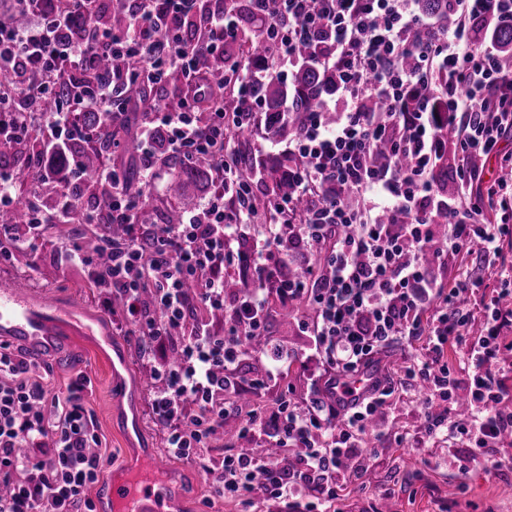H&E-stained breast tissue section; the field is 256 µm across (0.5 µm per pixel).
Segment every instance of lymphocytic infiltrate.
Listing matches in <instances>:
<instances>
[{
    "label": "lymphocytic infiltrate",
    "mask_w": 512,
    "mask_h": 512,
    "mask_svg": "<svg viewBox=\"0 0 512 512\" xmlns=\"http://www.w3.org/2000/svg\"><path fill=\"white\" fill-rule=\"evenodd\" d=\"M262 18L259 57L235 58L238 73L232 111L201 116L195 104L211 79L196 65L200 54H220L239 44L244 29L236 9L203 10L202 0H136L125 26L103 24L102 0H12L25 18L0 13V140L24 143L49 124L56 145L97 138L87 112L107 111L114 92L142 72L161 80L179 70L188 90L178 108L143 113L142 167L154 182L165 154L184 162L208 159L217 181L208 198L177 224H141L143 195L125 174L103 161L96 185L112 199L109 215L126 227L120 239L94 246L73 240L59 256L95 283H107L105 306L128 335L145 337L144 358L154 368L150 410L172 456L204 463L216 496L242 512H323L338 497L339 481L361 476L370 463L358 448L392 394L389 378L368 375L376 356L416 341L420 350L405 376L427 390V403L447 404L449 437L494 450L495 468H512V411L502 408L503 377L512 372V343L501 336L512 325V266L501 244L512 238V214L484 220V163L512 135V71L502 70L487 41L512 28V0H448L455 21L427 19L416 0H249ZM206 34L194 54L182 53L183 34L198 14ZM94 31L78 50L61 36L76 21ZM320 45L313 65L334 95L319 98L287 140L292 192L271 196L256 211L261 176L248 159L229 150L233 130L261 133L279 144L276 120L262 110L257 89L292 81L306 44ZM111 59L112 70L100 62ZM95 72L94 89H75L68 105L45 108L59 82ZM430 87L420 96L421 87ZM448 159L457 191L443 193L433 180ZM267 236L253 250L250 285L227 293L225 272L243 258V227L257 214ZM109 261L99 264V251ZM314 261L299 279L288 276V253ZM472 254L500 275L502 288L485 292L482 281L441 286L433 265ZM124 299L114 309V299ZM481 299L484 322L470 333V305ZM303 304L298 326L309 339V357L321 370L307 393L296 396L273 348L270 301ZM206 308L221 327L199 321ZM260 338L262 349L249 340ZM459 348L471 375L459 386L448 350ZM267 358L263 370L250 360ZM279 386L271 407L243 410L244 392ZM81 383L66 396H49L23 354L0 343V512H93L87 488L109 460L93 451L94 422L82 403ZM243 415L238 433L266 430L276 455L225 451L208 465L210 434L227 417Z\"/></svg>",
    "instance_id": "f902f5d3"
}]
</instances>
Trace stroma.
Instances as JSON below:
<instances>
[{"label":"stroma","instance_id":"stroma-1","mask_svg":"<svg viewBox=\"0 0 512 512\" xmlns=\"http://www.w3.org/2000/svg\"><path fill=\"white\" fill-rule=\"evenodd\" d=\"M57 252L56 239L45 235L35 249L13 252L0 261V270L82 304L98 320V335H67L57 353H33L29 359L36 374L46 378L51 394L66 395L74 380L84 379V403L96 424L99 450L112 457L104 477L130 475L147 458L164 457L180 512H238L235 502L214 495L200 463L168 457L162 430L151 417L149 391L142 381L147 371L135 358L134 337L113 328L101 290L76 268L60 263ZM271 330L292 353L289 380L304 388L310 378L306 336L292 318L274 319ZM418 348L415 342L402 343L380 357L379 371L394 381L395 390L385 411L384 435L361 449L377 463L361 478L342 480L336 512H373L388 501L394 512H512V471H496L484 460H473L471 448L445 434L426 436L421 396L401 371Z\"/></svg>","mask_w":512,"mask_h":512}]
</instances>
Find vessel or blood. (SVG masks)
I'll list each match as a JSON object with an SVG mask.
<instances>
[{"mask_svg": "<svg viewBox=\"0 0 512 512\" xmlns=\"http://www.w3.org/2000/svg\"><path fill=\"white\" fill-rule=\"evenodd\" d=\"M83 310L52 293H35L22 279L0 275V340L37 353H53L63 332L90 334L91 327L81 320ZM150 473L134 481L102 482L96 499L99 512H175L166 485L154 482L151 472H161L166 464L151 460Z\"/></svg>", "mask_w": 512, "mask_h": 512, "instance_id": "vessel-or-blood-1", "label": "vessel or blood"}]
</instances>
